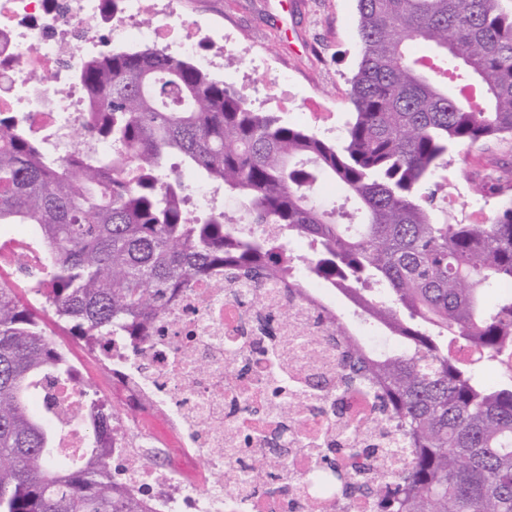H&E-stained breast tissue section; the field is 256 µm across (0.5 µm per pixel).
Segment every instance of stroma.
<instances>
[{
  "label": "stroma",
  "instance_id": "stroma-1",
  "mask_svg": "<svg viewBox=\"0 0 512 512\" xmlns=\"http://www.w3.org/2000/svg\"><path fill=\"white\" fill-rule=\"evenodd\" d=\"M183 2L182 17L211 37L205 54L223 62L212 69L213 77L260 111L331 141L342 137L352 117L350 80L359 63L357 0ZM283 72L287 85H274ZM434 181V220L492 218L512 197V136L454 146ZM448 193L459 198L455 209L445 207Z\"/></svg>",
  "mask_w": 512,
  "mask_h": 512
}]
</instances>
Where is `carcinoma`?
<instances>
[{"label":"carcinoma","mask_w":512,"mask_h":512,"mask_svg":"<svg viewBox=\"0 0 512 512\" xmlns=\"http://www.w3.org/2000/svg\"><path fill=\"white\" fill-rule=\"evenodd\" d=\"M357 2L361 60L338 144L154 47L78 71L86 136L112 141L110 158L51 155L0 112V224L30 225L49 260L29 288L38 308L0 280V512H149L113 481L110 414L89 382L86 455L55 457L65 425L37 395L73 368L42 313L71 336H138L180 288L288 276L292 237L311 243L309 271L356 295L398 343L368 358L336 335L337 386L375 391L409 449L383 512H512V384L487 385L475 369L512 349V297L486 300L512 281V198L490 222L436 223L429 188L451 146L512 135V10L503 0ZM412 42L430 53L409 52ZM184 170L281 236L245 232L212 202L191 221ZM326 178L353 209L313 204ZM336 482L343 496L371 495L340 471Z\"/></svg>","instance_id":"carcinoma-1"}]
</instances>
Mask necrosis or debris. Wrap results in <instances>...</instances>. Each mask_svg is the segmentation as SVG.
I'll return each mask as SVG.
<instances>
[{"instance_id": "1", "label": "necrosis or debris", "mask_w": 512, "mask_h": 512, "mask_svg": "<svg viewBox=\"0 0 512 512\" xmlns=\"http://www.w3.org/2000/svg\"><path fill=\"white\" fill-rule=\"evenodd\" d=\"M163 43L167 50L200 58L203 39L192 24L172 20L165 0H122L118 11L104 0H0V112L27 117L50 134L54 152L84 150L99 156L112 146L87 138L89 102L70 75L87 56L114 44ZM9 251L0 265L20 274L41 271L44 258L20 229L0 228ZM305 240L288 242L290 275L300 286L289 294L272 282L215 287L203 281L183 290L157 319L138 352L127 340L96 345L104 375L125 393L112 411V456L121 481L152 512H374L367 497L336 494V471L359 472L384 486L406 454L349 455L381 418L368 394L337 391L338 300L326 297L300 260ZM275 337L264 355L254 345L261 323ZM82 375L47 383L45 402L65 422L57 457L87 446L81 420ZM343 403L351 425L337 432L333 408ZM293 410L286 424L282 411ZM337 448L335 463L320 451ZM279 473L285 491L253 485L250 469Z\"/></svg>"}]
</instances>
